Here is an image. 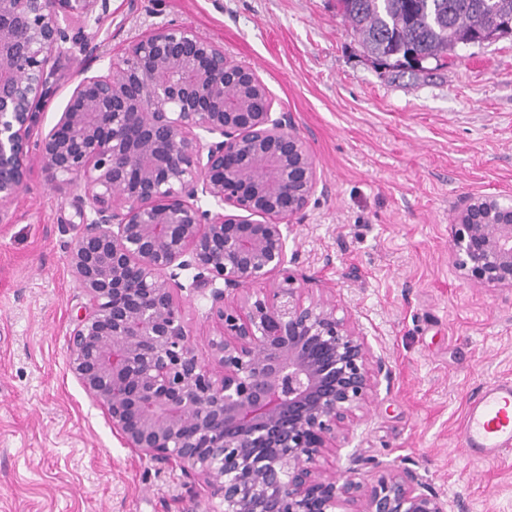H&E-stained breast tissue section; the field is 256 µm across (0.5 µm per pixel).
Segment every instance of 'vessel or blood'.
Wrapping results in <instances>:
<instances>
[{"label": "vessel or blood", "mask_w": 512, "mask_h": 512, "mask_svg": "<svg viewBox=\"0 0 512 512\" xmlns=\"http://www.w3.org/2000/svg\"><path fill=\"white\" fill-rule=\"evenodd\" d=\"M462 446L468 455L484 460L512 449V380L489 383L470 399Z\"/></svg>", "instance_id": "vessel-or-blood-1"}]
</instances>
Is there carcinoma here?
Listing matches in <instances>:
<instances>
[{
	"label": "carcinoma",
	"instance_id": "carcinoma-1",
	"mask_svg": "<svg viewBox=\"0 0 512 512\" xmlns=\"http://www.w3.org/2000/svg\"><path fill=\"white\" fill-rule=\"evenodd\" d=\"M363 49L383 67L415 71L446 64L456 47L489 41L490 23L512 17V0H338Z\"/></svg>",
	"mask_w": 512,
	"mask_h": 512
}]
</instances>
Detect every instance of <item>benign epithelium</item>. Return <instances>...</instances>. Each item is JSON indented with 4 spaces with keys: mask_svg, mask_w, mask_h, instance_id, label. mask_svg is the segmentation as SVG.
Instances as JSON below:
<instances>
[{
    "mask_svg": "<svg viewBox=\"0 0 512 512\" xmlns=\"http://www.w3.org/2000/svg\"><path fill=\"white\" fill-rule=\"evenodd\" d=\"M110 0H0V221L38 159L84 187L67 266L87 297L67 366L126 448L203 483L214 512H454L415 469L320 461L390 378L348 314L296 269L291 217L317 166L256 73L186 25L82 71L56 122L64 46L93 53ZM241 89L228 100L224 91ZM467 281L512 288V195L470 197L451 224ZM193 271L189 286L180 283ZM211 302L206 355L181 292Z\"/></svg>",
    "mask_w": 512,
    "mask_h": 512,
    "instance_id": "1",
    "label": "benign epithelium"
}]
</instances>
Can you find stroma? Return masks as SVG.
Here are the masks:
<instances>
[{
  "instance_id": "stroma-1",
  "label": "stroma",
  "mask_w": 512,
  "mask_h": 512,
  "mask_svg": "<svg viewBox=\"0 0 512 512\" xmlns=\"http://www.w3.org/2000/svg\"><path fill=\"white\" fill-rule=\"evenodd\" d=\"M165 23L252 68L315 158L290 247L391 370L349 448L416 469L465 512H512V453L477 461L462 446L468 401L512 378V289L463 279L449 230L465 198L512 193V36L397 77L364 53L336 0H111L99 52L119 56ZM83 62L63 54L44 127ZM83 195L36 163L0 221V512H209L179 468L123 447L67 370L86 298L65 247Z\"/></svg>"
}]
</instances>
